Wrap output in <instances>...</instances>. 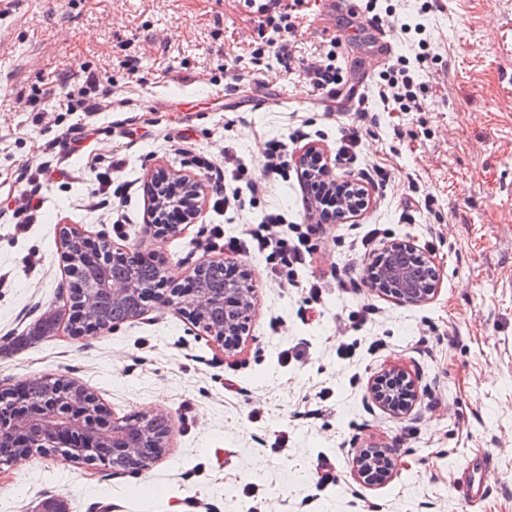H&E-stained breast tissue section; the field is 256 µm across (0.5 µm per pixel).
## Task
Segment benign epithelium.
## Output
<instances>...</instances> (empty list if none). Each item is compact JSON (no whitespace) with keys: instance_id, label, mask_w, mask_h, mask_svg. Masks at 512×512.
<instances>
[{"instance_id":"1","label":"benign epithelium","mask_w":512,"mask_h":512,"mask_svg":"<svg viewBox=\"0 0 512 512\" xmlns=\"http://www.w3.org/2000/svg\"><path fill=\"white\" fill-rule=\"evenodd\" d=\"M299 165L320 171L323 192L334 196L338 218L347 220L358 215L357 200L364 193L354 190L350 180L336 182L323 152L308 148L299 157ZM149 189L152 201L149 228L154 233L175 235L195 222L200 197L198 183L159 168L151 176ZM62 239L68 250L81 245L79 255H69L70 276L80 290L72 298V319L87 325L89 331L113 328L105 321L100 304V297L108 296L112 302L124 305L130 320L141 316L150 303L161 302L201 328L228 352L237 350L249 333L257 305V288L249 272L236 268L229 277L225 275L224 261H204L185 285L169 289L158 286L139 296L133 277L108 279L98 275L103 264L128 266L133 271L151 268L161 281L164 279L162 262L146 259L135 251L116 249L110 243L102 248L75 228H63ZM208 269L223 274L221 287L207 288L200 284V277ZM438 280L435 262L417 253L407 242L388 245L372 262L367 277L371 289L408 306L430 300ZM387 376L399 377L400 386L382 387ZM370 394L377 406L394 415L409 413L417 399L415 381L396 369L378 375L370 386ZM171 428V420L159 413L115 418L102 403L87 398L84 388L74 380H64L57 390L40 401L27 399L25 385L19 384L13 386L10 397L0 400V447L15 449L0 456V468L33 454L61 455L70 461L93 463L98 460L97 451L109 448L112 468L142 472L161 457ZM353 463L358 476L363 478L374 469L377 460L359 452Z\"/></svg>"}]
</instances>
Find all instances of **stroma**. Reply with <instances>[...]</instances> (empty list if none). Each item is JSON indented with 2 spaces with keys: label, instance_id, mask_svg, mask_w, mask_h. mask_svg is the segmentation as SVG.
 I'll use <instances>...</instances> for the list:
<instances>
[{
  "label": "stroma",
  "instance_id": "35a3bbf8",
  "mask_svg": "<svg viewBox=\"0 0 512 512\" xmlns=\"http://www.w3.org/2000/svg\"><path fill=\"white\" fill-rule=\"evenodd\" d=\"M292 13V55L254 64V46L274 38L248 0H0V207L24 190L22 167L44 161L63 131L94 127L90 148L124 159L112 183L130 193L126 233L90 203L85 156L42 186L44 206L27 233L0 223V389L39 376L83 385L110 413L161 412L169 444L139 474L60 456L21 459L0 473V512H39L63 499L67 512H512V0H432L420 14L431 33L417 112L386 111L366 10L326 9L322 0H281ZM335 49L352 82L368 77L364 101L313 90L305 69ZM97 74L111 109H55L63 90ZM374 114L358 149H347L354 112ZM284 140L326 151L333 173L364 184L366 210L311 237L319 304L281 287L264 257L235 262L252 273L258 306L249 337L232 353L173 309L150 305L110 330H58L17 346L47 312L66 315L68 277L61 230L114 241L165 261L183 283L209 253L213 225L240 235L262 211L308 218L296 165L269 179L254 207L219 216L195 160L225 150L263 174L264 144ZM160 166L202 190L195 224L157 237L148 227L145 184ZM431 256L439 290L405 306L370 289L346 293L336 279L394 241ZM375 310L361 322V305ZM415 380L410 415L394 416L368 388L383 369ZM361 448H386L396 476L365 485L354 473ZM493 457L485 498L455 489L469 462ZM336 482L317 485L318 458Z\"/></svg>",
  "mask_w": 512,
  "mask_h": 512
}]
</instances>
